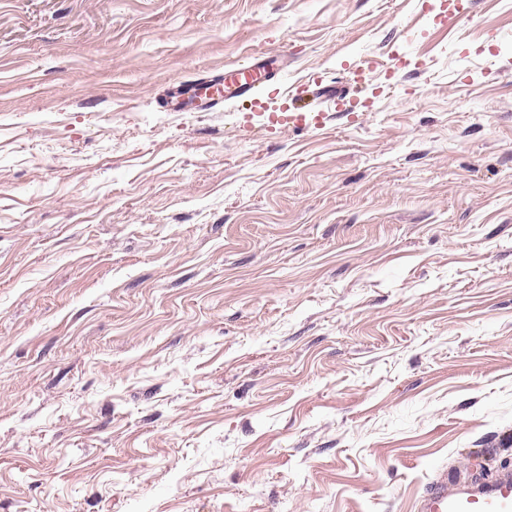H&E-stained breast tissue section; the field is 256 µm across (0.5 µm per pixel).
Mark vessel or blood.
Instances as JSON below:
<instances>
[{"mask_svg":"<svg viewBox=\"0 0 512 512\" xmlns=\"http://www.w3.org/2000/svg\"><path fill=\"white\" fill-rule=\"evenodd\" d=\"M277 70L270 59L228 69L223 79L198 80L177 89L166 106L181 112L188 101L199 99L213 108L227 102H258L263 89L274 82ZM419 512H512V471L502 470L486 482L469 485L440 478L420 498Z\"/></svg>","mask_w":512,"mask_h":512,"instance_id":"b4317fda","label":"vessel or blood"}]
</instances>
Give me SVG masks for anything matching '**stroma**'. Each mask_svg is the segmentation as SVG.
<instances>
[{"label": "stroma", "instance_id": "35a3bbf8", "mask_svg": "<svg viewBox=\"0 0 512 512\" xmlns=\"http://www.w3.org/2000/svg\"><path fill=\"white\" fill-rule=\"evenodd\" d=\"M459 2L0 0V512L512 470V0ZM266 55L321 127L166 111Z\"/></svg>", "mask_w": 512, "mask_h": 512}]
</instances>
